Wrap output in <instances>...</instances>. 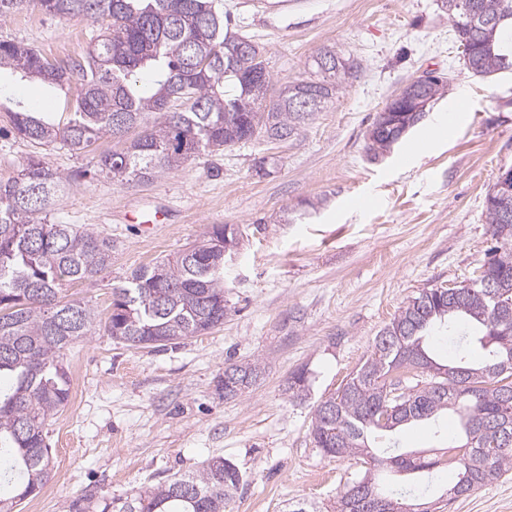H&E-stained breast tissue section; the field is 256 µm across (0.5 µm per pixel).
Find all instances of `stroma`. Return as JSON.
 <instances>
[{
  "mask_svg": "<svg viewBox=\"0 0 512 512\" xmlns=\"http://www.w3.org/2000/svg\"><path fill=\"white\" fill-rule=\"evenodd\" d=\"M440 0H218L236 31L265 53L274 84L306 76L332 45L362 66L359 78L297 135L250 141L201 156L150 181L120 184L94 175L91 152L47 148L69 182L50 220L112 241V264L94 281L64 286L100 318L112 289L142 266L173 257L213 225L231 224L239 244L224 259L222 325L180 344L132 349L104 328L67 351L79 390L48 421L52 472L18 512H79L110 502L119 512L139 491L199 469L213 457L242 475L226 512H285L308 502L328 512L364 469L355 457L328 458L310 438L317 404L367 358L375 337L425 288L473 280L495 246L485 197L512 168V71L469 72ZM96 24L29 8L0 16V40L21 42L63 62L85 57ZM433 70L447 93L385 157L370 159L366 133L408 80ZM31 105L61 115L63 92L0 72V181L16 177L32 147L8 135L9 109ZM461 120L423 153L410 145L439 111ZM169 212L144 232L125 212ZM299 321H289V313ZM260 361L265 374L247 394L224 397V362ZM304 369L305 399L287 392ZM400 445L434 454L441 512H512V470L467 496L446 498L455 473L444 465L455 423L405 429Z\"/></svg>",
  "mask_w": 512,
  "mask_h": 512,
  "instance_id": "1",
  "label": "stroma"
}]
</instances>
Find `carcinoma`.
Instances as JSON below:
<instances>
[{
	"label": "carcinoma",
	"mask_w": 512,
	"mask_h": 512,
	"mask_svg": "<svg viewBox=\"0 0 512 512\" xmlns=\"http://www.w3.org/2000/svg\"><path fill=\"white\" fill-rule=\"evenodd\" d=\"M30 4L52 17H83L101 33L85 60L57 68L25 44L0 41V70L65 94L78 89L66 98V120L21 106L10 112L11 133L35 147L61 144L75 153L110 136L123 148L96 156L95 168L114 182L149 181L206 153L292 137L361 72L355 60L336 63V49L326 46L313 56L309 76L274 97L268 95L267 59L248 37L229 30L231 18L215 0H0V16ZM441 7L471 73L512 70V0H441ZM142 69L152 72L153 88L134 79ZM66 183L38 152L26 158L17 178L0 182V376L11 380L0 391V476L11 487L0 494V512H14L50 477L44 427L69 399L64 356L98 322L89 303L63 300L61 286L91 280L112 261L109 239L51 223L54 197ZM486 212L502 237L486 271L497 283L495 295L482 287L481 275L450 295L422 290L383 328L385 341H373L349 381L317 404L314 446L326 456H360L367 464L333 512H363L362 498L352 494L356 488L384 500L389 510L431 503L429 475L440 461L397 447L394 435L443 413L457 414L463 433L448 494H468L512 469V446L501 447L512 441V413L505 414L512 398V194L487 199ZM238 240V229L214 225L174 259L133 271L112 289L105 331L129 348H157L223 324L224 249ZM435 330L464 349L478 342L484 356L439 363L427 344ZM407 366L436 372L420 387L399 374ZM238 370V384L224 386L226 399L262 376L257 361ZM383 402L394 414L380 427L373 417ZM384 471L406 476L386 486L376 477ZM241 481L234 464L213 457L191 474L139 493L122 512H224Z\"/></svg>",
	"instance_id": "carcinoma-1"
}]
</instances>
